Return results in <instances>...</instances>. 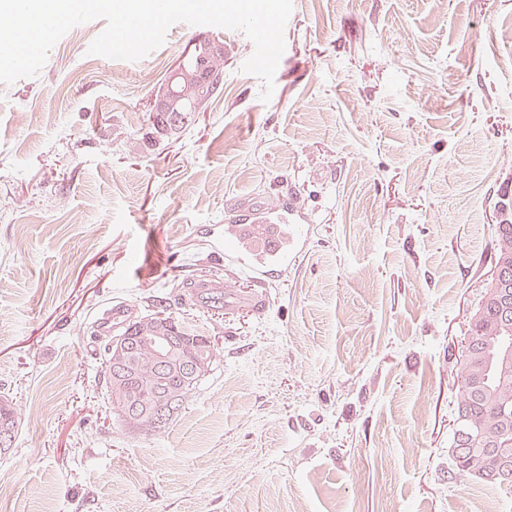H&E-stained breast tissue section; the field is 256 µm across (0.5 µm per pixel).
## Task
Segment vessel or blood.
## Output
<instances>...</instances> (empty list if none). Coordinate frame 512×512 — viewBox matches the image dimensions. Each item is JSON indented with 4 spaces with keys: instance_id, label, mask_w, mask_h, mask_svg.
Instances as JSON below:
<instances>
[{
    "instance_id": "obj_1",
    "label": "vessel or blood",
    "mask_w": 512,
    "mask_h": 512,
    "mask_svg": "<svg viewBox=\"0 0 512 512\" xmlns=\"http://www.w3.org/2000/svg\"><path fill=\"white\" fill-rule=\"evenodd\" d=\"M304 226L294 202L256 209L240 216L224 235L218 236L217 247L224 253L225 263L247 270L251 290L244 302L255 312H264L269 298L266 279L272 271L288 266L303 244ZM135 316L132 306L115 305L104 310L96 329L109 333L125 326Z\"/></svg>"
}]
</instances>
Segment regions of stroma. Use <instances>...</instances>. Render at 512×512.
Instances as JSON below:
<instances>
[{
	"label": "stroma",
	"mask_w": 512,
	"mask_h": 512,
	"mask_svg": "<svg viewBox=\"0 0 512 512\" xmlns=\"http://www.w3.org/2000/svg\"><path fill=\"white\" fill-rule=\"evenodd\" d=\"M512 0H293L269 102L221 29L224 93L178 135L148 120L201 32L137 61L89 54L0 82V386L19 425L0 512H512L449 480L451 355L512 209ZM294 196L308 242L270 306L178 302L223 267L213 231ZM219 356L159 431L101 390L118 303L158 301ZM136 311L127 304L111 306L104 310L101 317L97 320L96 335L102 333H111L115 329L125 326L130 320L135 318Z\"/></svg>",
	"instance_id": "1"
}]
</instances>
